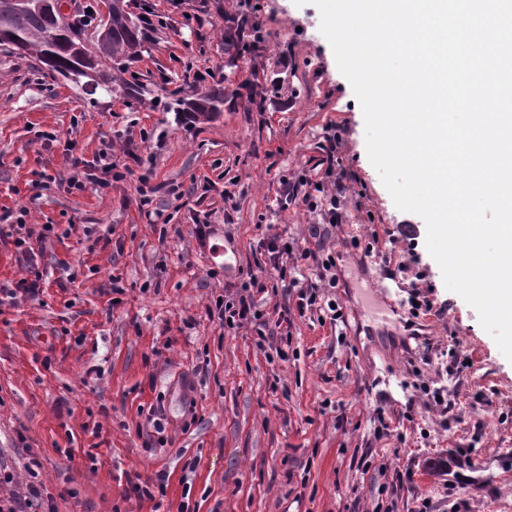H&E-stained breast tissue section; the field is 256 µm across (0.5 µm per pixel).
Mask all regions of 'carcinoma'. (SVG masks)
Here are the masks:
<instances>
[{"label": "carcinoma", "mask_w": 512, "mask_h": 512, "mask_svg": "<svg viewBox=\"0 0 512 512\" xmlns=\"http://www.w3.org/2000/svg\"><path fill=\"white\" fill-rule=\"evenodd\" d=\"M112 23L101 24L97 43L89 46L81 37L75 21L68 20L56 9L49 18L38 7V0H0V45L15 53L32 56L52 73L79 63L69 49L77 46L82 59L103 71L102 87L112 91V83L135 95L138 90L129 85L123 74L127 64L140 51L144 41L143 26L135 23L125 9L124 0H110Z\"/></svg>", "instance_id": "carcinoma-1"}]
</instances>
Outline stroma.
I'll return each instance as SVG.
<instances>
[{"label": "stroma", "instance_id": "1", "mask_svg": "<svg viewBox=\"0 0 512 512\" xmlns=\"http://www.w3.org/2000/svg\"><path fill=\"white\" fill-rule=\"evenodd\" d=\"M189 3L186 20L168 0H127L132 18L146 5L162 18L124 75L135 97L87 93L0 46V214L54 227L31 271L0 223V287L42 277L36 299L0 301V470L20 485L39 462L54 512H512V362L371 164L318 8ZM244 17L239 51L224 31ZM210 98L208 117L178 109ZM74 153L149 173L151 203L131 179L68 192ZM328 170L342 221L324 237L325 297L343 316H294L282 361L256 325L209 310L262 275L261 238L302 243L324 224L329 202L302 206L301 177ZM210 243L228 266L208 263ZM415 292L432 311L411 315ZM456 347L467 362L453 369Z\"/></svg>", "mask_w": 512, "mask_h": 512}]
</instances>
